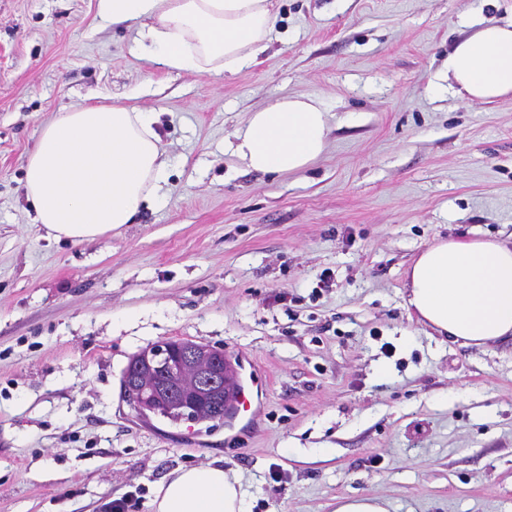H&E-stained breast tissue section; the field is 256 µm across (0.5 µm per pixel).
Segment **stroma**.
Wrapping results in <instances>:
<instances>
[{"mask_svg": "<svg viewBox=\"0 0 512 512\" xmlns=\"http://www.w3.org/2000/svg\"><path fill=\"white\" fill-rule=\"evenodd\" d=\"M258 65L175 71L133 55L98 0H0V512H150L180 467L223 464L252 512H512V338L440 344L404 306L436 239L512 240V97L437 87L477 22L512 0H275ZM318 96L305 171L241 168L228 144L279 96ZM157 113L169 192L135 223L47 238L25 200L42 127L84 105ZM330 272L329 287L318 285ZM224 347L264 374L245 427L143 418L130 357ZM334 512H389L386 503L376 498L345 499L336 505Z\"/></svg>", "mask_w": 512, "mask_h": 512, "instance_id": "35a3bbf8", "label": "stroma"}]
</instances>
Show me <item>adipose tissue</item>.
<instances>
[{
    "instance_id": "adipose-tissue-1",
    "label": "adipose tissue",
    "mask_w": 512,
    "mask_h": 512,
    "mask_svg": "<svg viewBox=\"0 0 512 512\" xmlns=\"http://www.w3.org/2000/svg\"><path fill=\"white\" fill-rule=\"evenodd\" d=\"M99 15L133 28L131 49L173 70L234 74L253 65L275 28L273 0H99ZM468 101L512 95V23L485 24L448 53L441 75ZM154 113L120 105L73 109L47 123L30 153L25 197L48 238L81 243L133 223L166 196L168 160ZM318 97L280 96L249 115L230 146L245 170L296 173L326 150ZM406 304L442 340L481 347L512 335V245L440 239L406 273ZM150 512H249L223 467L177 468L156 487Z\"/></svg>"
}]
</instances>
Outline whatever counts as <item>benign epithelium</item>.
Here are the masks:
<instances>
[{
  "mask_svg": "<svg viewBox=\"0 0 512 512\" xmlns=\"http://www.w3.org/2000/svg\"><path fill=\"white\" fill-rule=\"evenodd\" d=\"M182 352L183 357L175 360L171 346L161 342L133 360L126 373V386L137 411H175L181 419L195 422L203 414L198 399H222L226 405L232 402L224 348L186 340Z\"/></svg>",
  "mask_w": 512,
  "mask_h": 512,
  "instance_id": "7a95c632",
  "label": "benign epithelium"
}]
</instances>
